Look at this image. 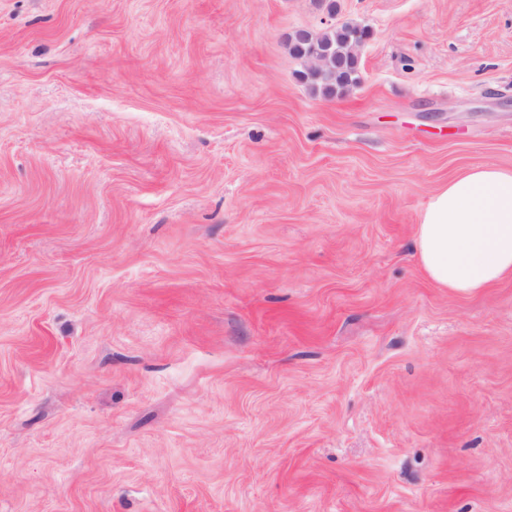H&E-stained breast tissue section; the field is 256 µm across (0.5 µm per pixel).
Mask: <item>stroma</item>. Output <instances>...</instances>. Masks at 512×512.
<instances>
[{"mask_svg":"<svg viewBox=\"0 0 512 512\" xmlns=\"http://www.w3.org/2000/svg\"><path fill=\"white\" fill-rule=\"evenodd\" d=\"M481 164L512 0H0V512H512V278L415 249ZM351 25L346 23L319 34L299 30L288 37L289 49L299 59L306 58L314 48L329 51L330 70L320 78L306 76L307 82L324 95L332 96L358 79V59L349 55V47L360 28ZM329 53L323 50L311 52L305 61L307 74H321L328 65Z\"/></svg>","mask_w":512,"mask_h":512,"instance_id":"stroma-1","label":"stroma"}]
</instances>
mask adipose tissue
Segmentation results:
<instances>
[{
	"mask_svg": "<svg viewBox=\"0 0 512 512\" xmlns=\"http://www.w3.org/2000/svg\"><path fill=\"white\" fill-rule=\"evenodd\" d=\"M416 246L441 288L467 293L512 277V170L478 165L438 188L422 212Z\"/></svg>",
	"mask_w": 512,
	"mask_h": 512,
	"instance_id": "1",
	"label": "adipose tissue"
}]
</instances>
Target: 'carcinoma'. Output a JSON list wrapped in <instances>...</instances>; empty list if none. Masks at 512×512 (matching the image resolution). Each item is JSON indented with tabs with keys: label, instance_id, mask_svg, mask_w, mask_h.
Instances as JSON below:
<instances>
[{
	"label": "carcinoma",
	"instance_id": "carcinoma-1",
	"mask_svg": "<svg viewBox=\"0 0 512 512\" xmlns=\"http://www.w3.org/2000/svg\"><path fill=\"white\" fill-rule=\"evenodd\" d=\"M358 31L359 27L346 23L319 34L299 30L289 35V49L299 59L315 48L326 49L330 53V70L320 78H309V84L314 89L332 96L358 79V59L349 55V47Z\"/></svg>",
	"mask_w": 512,
	"mask_h": 512
}]
</instances>
